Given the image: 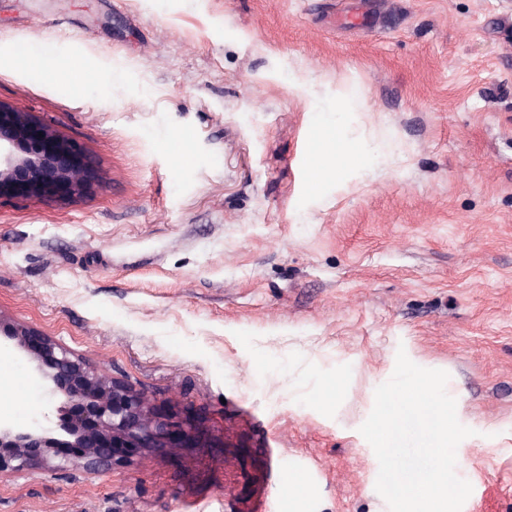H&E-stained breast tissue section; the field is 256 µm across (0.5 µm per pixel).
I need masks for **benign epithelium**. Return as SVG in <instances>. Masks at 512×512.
I'll use <instances>...</instances> for the list:
<instances>
[{
	"mask_svg": "<svg viewBox=\"0 0 512 512\" xmlns=\"http://www.w3.org/2000/svg\"><path fill=\"white\" fill-rule=\"evenodd\" d=\"M92 184L86 159L69 140L0 103V198L66 200ZM0 333L51 384L59 428L83 448L76 457L61 455L43 427L21 430L0 422V474L42 468L107 472L117 448L141 451L168 443L167 424L142 393L108 378L68 347L23 323L0 319ZM78 403L88 406L89 419L68 417L67 408Z\"/></svg>",
	"mask_w": 512,
	"mask_h": 512,
	"instance_id": "7a95c632",
	"label": "benign epithelium"
}]
</instances>
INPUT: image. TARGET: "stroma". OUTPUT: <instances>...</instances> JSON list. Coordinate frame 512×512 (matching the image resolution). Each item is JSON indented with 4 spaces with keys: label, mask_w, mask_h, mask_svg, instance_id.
I'll return each instance as SVG.
<instances>
[{
    "label": "stroma",
    "mask_w": 512,
    "mask_h": 512,
    "mask_svg": "<svg viewBox=\"0 0 512 512\" xmlns=\"http://www.w3.org/2000/svg\"><path fill=\"white\" fill-rule=\"evenodd\" d=\"M0 102L95 173L0 199V319L176 436L0 475V512H389L359 428L401 348L474 431L462 512H512V0H0ZM338 135L365 166L310 188Z\"/></svg>",
    "instance_id": "stroma-1"
}]
</instances>
